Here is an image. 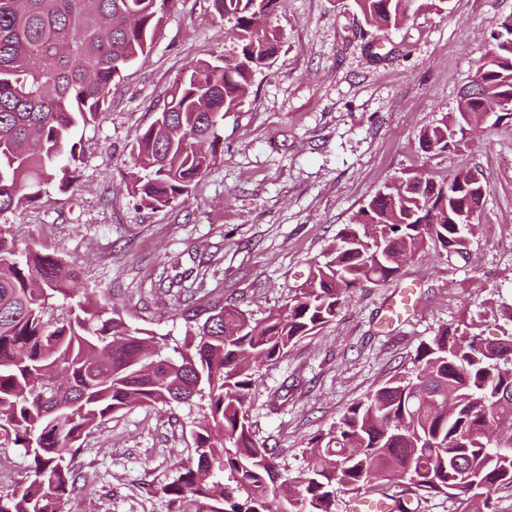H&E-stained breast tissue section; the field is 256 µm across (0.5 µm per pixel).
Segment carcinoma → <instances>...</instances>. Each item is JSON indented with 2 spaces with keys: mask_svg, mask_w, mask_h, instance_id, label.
<instances>
[{
  "mask_svg": "<svg viewBox=\"0 0 512 512\" xmlns=\"http://www.w3.org/2000/svg\"><path fill=\"white\" fill-rule=\"evenodd\" d=\"M168 0H0V213L34 202L51 183L72 182L80 161L71 132L106 111L120 70L152 44ZM230 25L236 51L220 64L200 60L171 87L155 121L131 147L132 193L155 211L188 194L216 163L224 114L247 98L257 71L279 50L276 29L254 25L278 0H211ZM364 23L396 28L447 0H354ZM500 106L512 119V17L496 23L456 111L420 134L427 153H455L471 118ZM472 169L420 185L399 177L361 209L371 228L338 237L335 257L309 274L285 308L255 321L224 294L188 290L186 337L178 357L162 354L150 331L116 307L67 309L75 267L34 248L0 243V431L25 449L33 478L0 491V512H56L74 486L72 460L96 422L131 404L202 400L197 463L163 487L176 512H336L339 491L358 496L400 477L407 492L444 494L459 512H490L491 493L512 488V328L485 342L443 327L420 344L412 373H399L353 404L306 447L307 466L283 474L276 451L249 423L259 372L298 340L334 321L350 290L397 278L435 237L465 262L475 225L459 215L482 205ZM227 480L202 481L211 461Z\"/></svg>",
  "mask_w": 512,
  "mask_h": 512,
  "instance_id": "obj_1",
  "label": "carcinoma"
}]
</instances>
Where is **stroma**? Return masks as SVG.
Wrapping results in <instances>:
<instances>
[{
	"label": "stroma",
	"instance_id": "stroma-1",
	"mask_svg": "<svg viewBox=\"0 0 512 512\" xmlns=\"http://www.w3.org/2000/svg\"><path fill=\"white\" fill-rule=\"evenodd\" d=\"M512 0H448L388 32L363 34L353 0H279L280 48L220 128L222 155L188 196L158 211L126 190L131 144L191 62L230 52L210 0H169L150 49L115 81L112 101L72 138L82 160L68 188L0 213L6 242L35 243L78 268L65 305L114 302L152 331L164 355L182 346L181 289L204 285L254 319L282 309L338 236L399 176L477 170L487 188L470 262L418 254L401 278L357 289L335 321L263 368L252 432L281 470L306 466L308 441L396 373L413 369L439 328L512 307V122L453 154L421 151V131L456 108L474 62ZM408 288L416 311L395 328L382 304ZM198 407L132 406L95 424L57 512H174L165 485L196 461Z\"/></svg>",
	"mask_w": 512,
	"mask_h": 512
}]
</instances>
